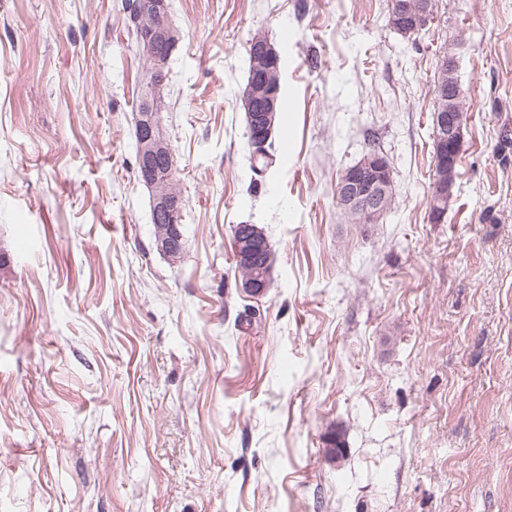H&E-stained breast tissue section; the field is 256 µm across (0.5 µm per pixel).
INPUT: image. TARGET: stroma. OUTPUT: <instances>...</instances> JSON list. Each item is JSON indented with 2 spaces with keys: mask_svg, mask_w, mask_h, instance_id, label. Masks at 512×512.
<instances>
[{
  "mask_svg": "<svg viewBox=\"0 0 512 512\" xmlns=\"http://www.w3.org/2000/svg\"><path fill=\"white\" fill-rule=\"evenodd\" d=\"M435 3L405 37L389 0H169L173 261L122 0H0V512H512V0ZM257 33L288 60L262 177ZM445 52L468 119L436 223ZM373 148L391 208L352 224L336 182ZM236 224L267 235L263 297ZM232 230L236 260L242 265L236 263V266L241 270L242 279L246 277L240 281L239 288L248 295L262 296L269 288L272 271L266 237L255 224H236ZM244 266L253 269L252 275L250 269Z\"/></svg>",
  "mask_w": 512,
  "mask_h": 512,
  "instance_id": "1",
  "label": "stroma"
}]
</instances>
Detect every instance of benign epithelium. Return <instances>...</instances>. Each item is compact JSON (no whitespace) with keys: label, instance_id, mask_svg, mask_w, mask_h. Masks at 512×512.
<instances>
[{"label":"benign epithelium","instance_id":"1","mask_svg":"<svg viewBox=\"0 0 512 512\" xmlns=\"http://www.w3.org/2000/svg\"><path fill=\"white\" fill-rule=\"evenodd\" d=\"M135 13L154 19V25L141 40L142 51L151 58L148 81L142 94L144 110L137 124V155L141 181L152 195V222L163 227L155 240L157 249L167 255L182 247V199L172 189L176 169L174 149L163 129L162 113L153 108L159 98L160 87L165 83L166 69L177 43L168 22L166 0H135ZM390 14L398 20L397 29L408 34L421 31L434 19L435 8L428 0H417L411 5L407 0H390ZM250 78L242 99L249 136L253 143L264 146L273 134V119L280 110V62L275 46L263 35L251 41L249 51ZM454 59L443 54L437 62L435 85L436 108L433 112L435 130V156L438 174L435 175L430 208L436 221L444 218L454 185V169L458 150L464 140L462 115L453 106L455 92L448 87V67ZM393 180L387 158L376 151L367 152L357 163L346 168L336 184V201L350 216L363 224H374L388 210L392 199ZM236 260L253 269L252 275L239 283V288L251 296H261L269 288L271 257L266 237L254 224L233 226ZM326 453L334 461L346 455L340 434L326 437Z\"/></svg>","mask_w":512,"mask_h":512}]
</instances>
